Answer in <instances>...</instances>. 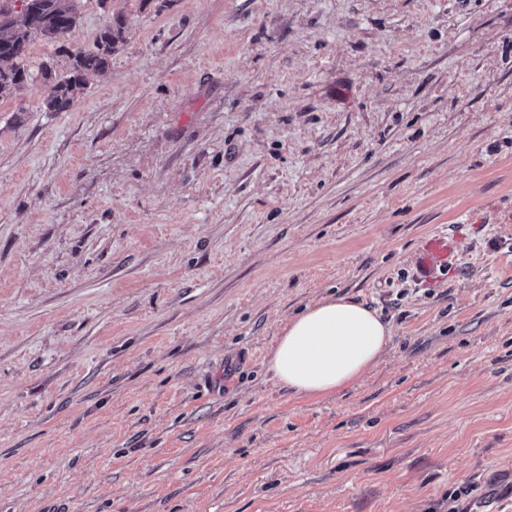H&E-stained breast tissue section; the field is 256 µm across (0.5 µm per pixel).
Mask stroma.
I'll list each match as a JSON object with an SVG mask.
<instances>
[{
    "label": "stroma",
    "mask_w": 512,
    "mask_h": 512,
    "mask_svg": "<svg viewBox=\"0 0 512 512\" xmlns=\"http://www.w3.org/2000/svg\"><path fill=\"white\" fill-rule=\"evenodd\" d=\"M117 15L0 99V512H512V0H80L28 65ZM331 294L390 348L295 395ZM124 40V26L121 17H115L100 32L95 50L78 52L70 56L68 72L56 78L51 93L44 105L48 112L65 111L72 101L84 90L89 72H99L108 65L112 51ZM456 255V246L448 235L424 238L419 250L417 271L424 282H432L439 270L448 269ZM390 326L361 302L327 296L283 326L267 369L295 394L325 396L361 379L386 353Z\"/></svg>",
    "instance_id": "obj_1"
}]
</instances>
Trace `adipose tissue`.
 I'll list each match as a JSON object with an SVG mask.
<instances>
[{"label": "adipose tissue", "instance_id": "ef3b65f1", "mask_svg": "<svg viewBox=\"0 0 512 512\" xmlns=\"http://www.w3.org/2000/svg\"><path fill=\"white\" fill-rule=\"evenodd\" d=\"M389 325L365 304L327 296L290 318L267 361L295 394L325 396L361 379L386 353Z\"/></svg>", "mask_w": 512, "mask_h": 512}]
</instances>
